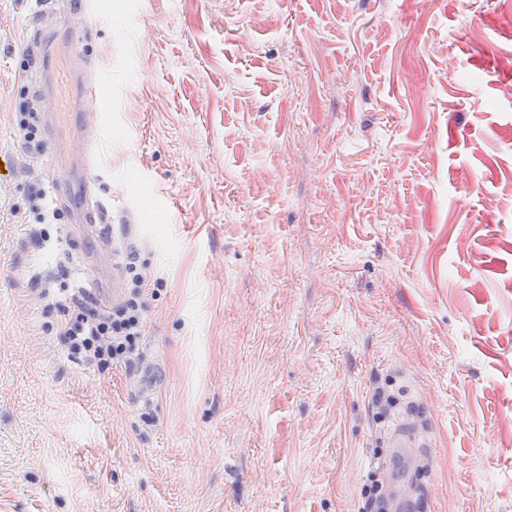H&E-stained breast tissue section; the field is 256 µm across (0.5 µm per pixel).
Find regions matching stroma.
Here are the masks:
<instances>
[{
    "mask_svg": "<svg viewBox=\"0 0 512 512\" xmlns=\"http://www.w3.org/2000/svg\"><path fill=\"white\" fill-rule=\"evenodd\" d=\"M0 0V512H359L377 389L429 422L415 512H512V0H98L91 148L137 252L130 362L73 359ZM162 375L131 400V362Z\"/></svg>",
    "mask_w": 512,
    "mask_h": 512,
    "instance_id": "stroma-1",
    "label": "stroma"
}]
</instances>
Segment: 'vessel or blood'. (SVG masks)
<instances>
[{"label": "vessel or blood", "mask_w": 512, "mask_h": 512, "mask_svg": "<svg viewBox=\"0 0 512 512\" xmlns=\"http://www.w3.org/2000/svg\"><path fill=\"white\" fill-rule=\"evenodd\" d=\"M84 47L82 32L78 29L70 30L60 44L44 40L42 58L30 69L29 81L35 100L42 105L39 120L46 135L47 166L54 169L69 163L76 172L74 180L54 184L53 194L60 201L74 195L79 198L74 220L67 227L69 236H90L99 241L92 258L100 263L102 272L97 280L88 282L86 288L98 304L105 306L119 296L116 255L111 238L104 234L98 222V207L92 201L96 172L87 154L74 152L73 147L88 142L98 123L107 119L112 110V98L96 96L91 85L85 82L78 67L84 58ZM87 97L95 101L94 113L82 109L81 103ZM130 381L131 394L138 400H149L160 384L157 365L147 360L137 363L130 372ZM389 445L398 465L392 469L387 486L397 512H403L406 498L400 489L406 483L405 476L414 456L425 450L426 443L417 430L401 427L390 436Z\"/></svg>", "instance_id": "1"}]
</instances>
